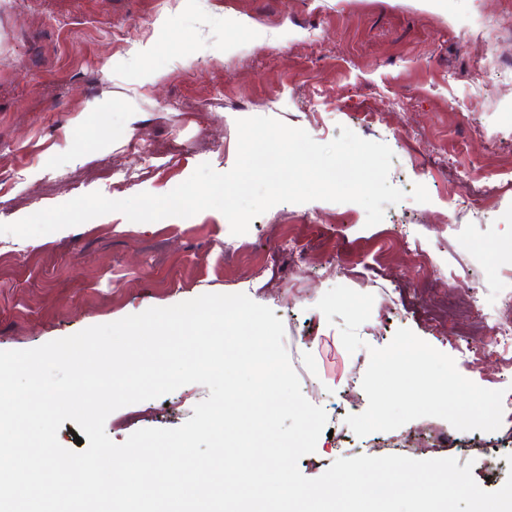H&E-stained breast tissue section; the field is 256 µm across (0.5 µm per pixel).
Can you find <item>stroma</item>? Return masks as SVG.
Returning a JSON list of instances; mask_svg holds the SVG:
<instances>
[{
	"mask_svg": "<svg viewBox=\"0 0 512 512\" xmlns=\"http://www.w3.org/2000/svg\"><path fill=\"white\" fill-rule=\"evenodd\" d=\"M512 0H0V223L78 196L163 195L203 163L220 173L237 156L236 121L265 116L316 142L350 129L393 152L390 183L430 200L386 205L367 226L355 203H281L235 236L219 211L136 223L114 212L32 238L0 234V350H26L151 307L205 293H243L283 322L301 390L327 414V432L298 462L319 477L341 457H452L481 488L512 465V417L491 432L495 451L423 417L352 438L366 410L369 347L401 328L452 357L477 385L504 389L496 357L463 356L449 297L475 308L512 289ZM480 202L464 213L466 191ZM310 239L309 264L287 277L255 274L280 239ZM253 244L230 254L227 244ZM431 263L412 264L409 250ZM333 264H324L326 255ZM344 285L374 296L347 352L342 317L317 308ZM210 390L182 386L111 413L123 443L143 428L172 429Z\"/></svg>",
	"mask_w": 512,
	"mask_h": 512,
	"instance_id": "stroma-1",
	"label": "stroma"
}]
</instances>
